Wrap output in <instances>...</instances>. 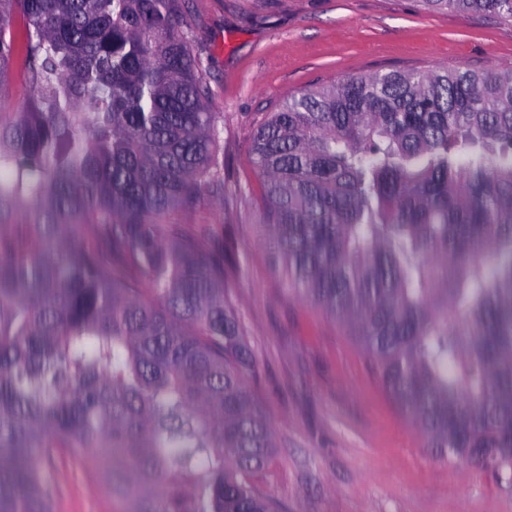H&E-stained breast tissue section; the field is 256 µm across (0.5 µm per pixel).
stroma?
Wrapping results in <instances>:
<instances>
[{
  "label": "stroma",
  "instance_id": "stroma-1",
  "mask_svg": "<svg viewBox=\"0 0 512 512\" xmlns=\"http://www.w3.org/2000/svg\"><path fill=\"white\" fill-rule=\"evenodd\" d=\"M184 28L224 117V196L183 224L233 232L238 319L259 367L253 384L276 446L254 484L281 512H512L489 468L448 464L381 388L345 329L289 293L256 224L264 185L251 146L291 93L348 76L512 67V23L421 0H185ZM54 512H126L101 472L50 449Z\"/></svg>",
  "mask_w": 512,
  "mask_h": 512
}]
</instances>
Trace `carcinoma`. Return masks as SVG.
Segmentation results:
<instances>
[{"label":"carcinoma","mask_w":512,"mask_h":512,"mask_svg":"<svg viewBox=\"0 0 512 512\" xmlns=\"http://www.w3.org/2000/svg\"><path fill=\"white\" fill-rule=\"evenodd\" d=\"M512 20V0H426ZM0 512H51L42 448L111 449L132 512H277L224 192L181 0H0ZM263 245L450 463L512 484V68L350 76L252 144ZM28 95V87L17 73L11 79L0 86V113L18 112Z\"/></svg>","instance_id":"1"}]
</instances>
